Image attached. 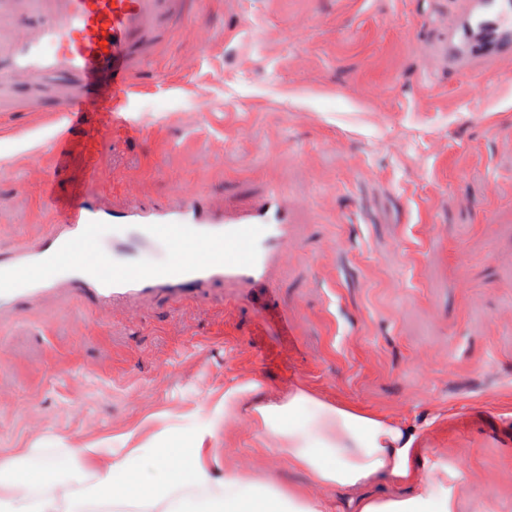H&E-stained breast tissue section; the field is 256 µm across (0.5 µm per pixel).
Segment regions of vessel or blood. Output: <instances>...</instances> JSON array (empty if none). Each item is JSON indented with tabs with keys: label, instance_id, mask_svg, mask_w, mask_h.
<instances>
[{
	"label": "vessel or blood",
	"instance_id": "obj_1",
	"mask_svg": "<svg viewBox=\"0 0 512 512\" xmlns=\"http://www.w3.org/2000/svg\"><path fill=\"white\" fill-rule=\"evenodd\" d=\"M175 21L209 49L214 32L182 12L180 0H0V88L67 85L70 94L53 109L69 118L94 91L125 107L145 50ZM448 42L452 71L473 57H511L512 0H467L448 24ZM125 194L123 206L111 207L80 192L58 206V222L41 238L0 250V318L59 292L88 309L150 298L200 301L219 285L253 308L274 302L272 273L295 252L300 208L282 188L230 197L220 208L195 185L177 187L160 204L140 202L130 187ZM106 224L112 236L101 235ZM185 242L193 251H181ZM163 247L165 261L143 264ZM47 266L53 277H29Z\"/></svg>",
	"mask_w": 512,
	"mask_h": 512
}]
</instances>
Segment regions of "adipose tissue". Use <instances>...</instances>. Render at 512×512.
Listing matches in <instances>:
<instances>
[{"instance_id": "obj_1", "label": "adipose tissue", "mask_w": 512, "mask_h": 512, "mask_svg": "<svg viewBox=\"0 0 512 512\" xmlns=\"http://www.w3.org/2000/svg\"><path fill=\"white\" fill-rule=\"evenodd\" d=\"M263 429L281 443V461L307 473L310 486L269 491L235 469L211 475L206 435L173 428L165 439L104 455L90 443L66 453L70 481L41 496L31 493L32 471L0 465V512H89L105 504L123 512H329L311 486L345 495L352 512H459L457 488L465 480L455 465L424 469L422 434L353 409L316 402L305 391L258 407ZM396 487L390 496L365 487Z\"/></svg>"}]
</instances>
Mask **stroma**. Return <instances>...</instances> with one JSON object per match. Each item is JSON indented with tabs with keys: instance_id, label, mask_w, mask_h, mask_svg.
Instances as JSON below:
<instances>
[{
	"instance_id": "obj_1",
	"label": "stroma",
	"mask_w": 512,
	"mask_h": 512,
	"mask_svg": "<svg viewBox=\"0 0 512 512\" xmlns=\"http://www.w3.org/2000/svg\"><path fill=\"white\" fill-rule=\"evenodd\" d=\"M460 0H206L208 52L182 25L131 84L133 127L92 98L75 122L0 112V246L45 234L42 196L180 185L215 204L280 185L302 200L296 256L275 274L293 320L227 301L138 303L139 321L49 296L0 321V463L41 491L87 443L129 447L181 424L216 471L308 484L281 464L258 406L301 389L422 433L428 464L464 460L465 512H512V59L449 76L436 50ZM212 110L199 125L200 100ZM239 395L225 422V396Z\"/></svg>"
}]
</instances>
